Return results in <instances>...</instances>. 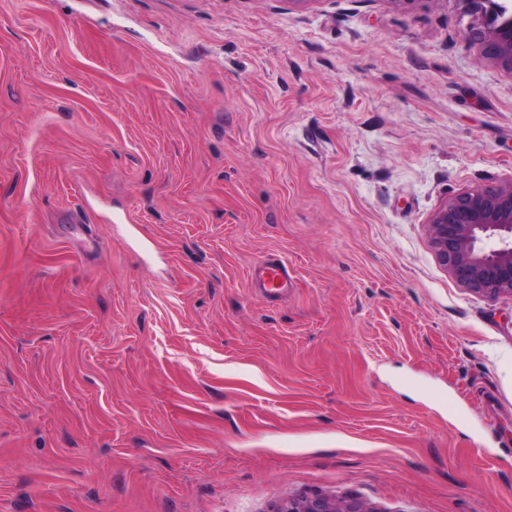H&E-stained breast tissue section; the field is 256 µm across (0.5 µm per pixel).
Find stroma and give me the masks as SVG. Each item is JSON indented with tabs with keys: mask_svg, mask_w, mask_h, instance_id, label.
Returning a JSON list of instances; mask_svg holds the SVG:
<instances>
[{
	"mask_svg": "<svg viewBox=\"0 0 512 512\" xmlns=\"http://www.w3.org/2000/svg\"><path fill=\"white\" fill-rule=\"evenodd\" d=\"M463 11L0 0V512H512V296L428 234L512 180ZM290 280V270L283 260L267 259L261 265L256 285L264 296L276 300L281 297ZM359 512L357 508L345 507L344 509L336 506L335 503H331L327 499L320 496H313L306 499L304 507L302 509H295L294 503H289L288 506L279 508L276 512Z\"/></svg>",
	"mask_w": 512,
	"mask_h": 512,
	"instance_id": "1",
	"label": "stroma"
}]
</instances>
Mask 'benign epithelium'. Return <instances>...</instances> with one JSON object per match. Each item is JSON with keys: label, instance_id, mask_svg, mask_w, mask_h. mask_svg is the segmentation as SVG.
<instances>
[{"label": "benign epithelium", "instance_id": "obj_1", "mask_svg": "<svg viewBox=\"0 0 512 512\" xmlns=\"http://www.w3.org/2000/svg\"><path fill=\"white\" fill-rule=\"evenodd\" d=\"M465 42L512 73V0H495L472 15ZM429 236L440 264L463 287L486 296L512 294V180L464 190L432 215ZM276 512H359L320 496Z\"/></svg>", "mask_w": 512, "mask_h": 512}]
</instances>
